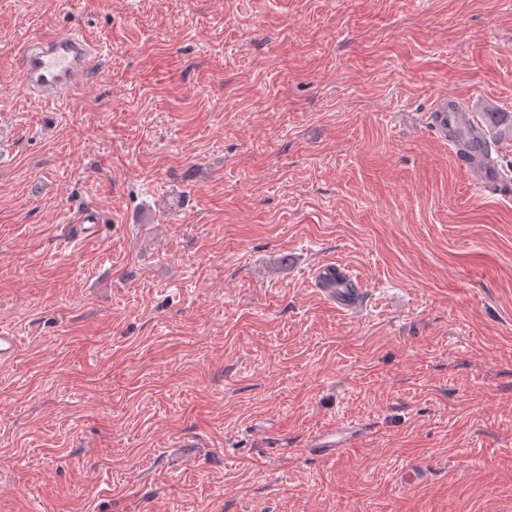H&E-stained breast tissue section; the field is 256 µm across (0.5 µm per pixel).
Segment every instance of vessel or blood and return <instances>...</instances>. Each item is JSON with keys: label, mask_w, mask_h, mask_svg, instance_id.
Listing matches in <instances>:
<instances>
[{"label": "vessel or blood", "mask_w": 512, "mask_h": 512, "mask_svg": "<svg viewBox=\"0 0 512 512\" xmlns=\"http://www.w3.org/2000/svg\"><path fill=\"white\" fill-rule=\"evenodd\" d=\"M99 57V48L76 31L32 39L20 51L21 89L50 104L67 100L84 87ZM430 125L451 141L462 135L470 138L475 147L467 153V167L483 187L502 195L512 193V181L503 178L487 154L480 122L470 116L463 103L451 98L440 100L430 116ZM323 294L343 310L356 308L362 300V291L357 287L327 288ZM360 433V427L351 424L326 429L314 436L313 450L321 457L336 456Z\"/></svg>", "instance_id": "1"}]
</instances>
